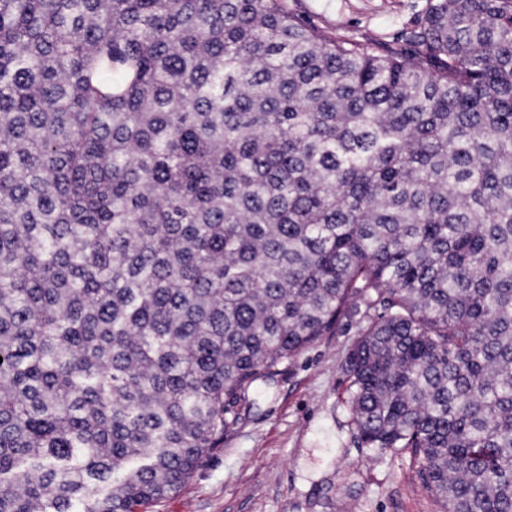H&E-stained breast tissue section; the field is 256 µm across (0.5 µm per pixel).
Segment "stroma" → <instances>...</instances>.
<instances>
[{
	"label": "stroma",
	"instance_id": "1",
	"mask_svg": "<svg viewBox=\"0 0 512 512\" xmlns=\"http://www.w3.org/2000/svg\"><path fill=\"white\" fill-rule=\"evenodd\" d=\"M424 6L288 0L299 17L354 38L393 34ZM358 329L357 321H345L304 350L180 490L147 512H441L409 451L358 444L344 370Z\"/></svg>",
	"mask_w": 512,
	"mask_h": 512
}]
</instances>
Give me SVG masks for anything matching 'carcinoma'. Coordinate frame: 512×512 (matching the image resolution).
I'll list each match as a JSON object with an SVG mask.
<instances>
[{
    "mask_svg": "<svg viewBox=\"0 0 512 512\" xmlns=\"http://www.w3.org/2000/svg\"><path fill=\"white\" fill-rule=\"evenodd\" d=\"M355 317L361 444L512 512V0H0V512H143ZM426 0H288V9L330 32L354 38L392 35Z\"/></svg>",
    "mask_w": 512,
    "mask_h": 512,
    "instance_id": "obj_1",
    "label": "carcinoma"
}]
</instances>
